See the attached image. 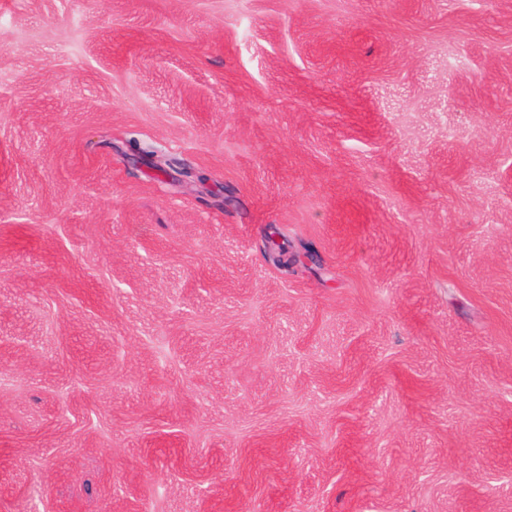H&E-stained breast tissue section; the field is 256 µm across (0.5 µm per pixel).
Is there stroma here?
I'll use <instances>...</instances> for the list:
<instances>
[{
    "label": "stroma",
    "instance_id": "1",
    "mask_svg": "<svg viewBox=\"0 0 512 512\" xmlns=\"http://www.w3.org/2000/svg\"><path fill=\"white\" fill-rule=\"evenodd\" d=\"M0 512H512V0H0Z\"/></svg>",
    "mask_w": 512,
    "mask_h": 512
}]
</instances>
